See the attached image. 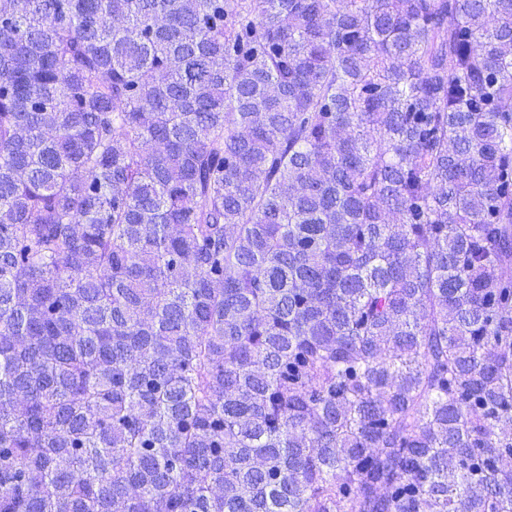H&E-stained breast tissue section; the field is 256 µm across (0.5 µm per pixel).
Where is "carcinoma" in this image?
I'll return each mask as SVG.
<instances>
[{
    "label": "carcinoma",
    "mask_w": 512,
    "mask_h": 512,
    "mask_svg": "<svg viewBox=\"0 0 512 512\" xmlns=\"http://www.w3.org/2000/svg\"><path fill=\"white\" fill-rule=\"evenodd\" d=\"M0 512H512V0H0Z\"/></svg>",
    "instance_id": "1"
}]
</instances>
